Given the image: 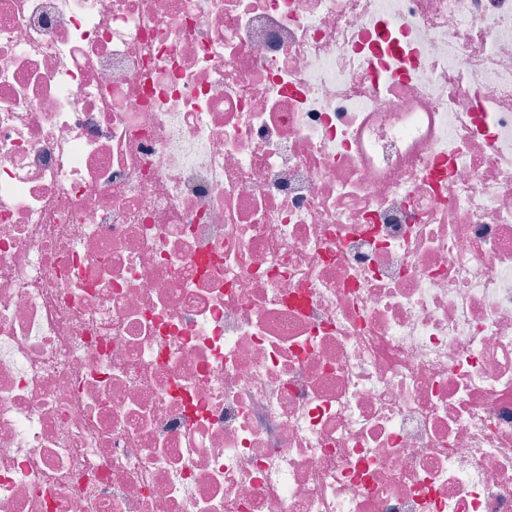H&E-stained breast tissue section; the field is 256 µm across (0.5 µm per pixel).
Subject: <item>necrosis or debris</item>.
Listing matches in <instances>:
<instances>
[{
	"label": "necrosis or debris",
	"instance_id": "necrosis-or-debris-1",
	"mask_svg": "<svg viewBox=\"0 0 512 512\" xmlns=\"http://www.w3.org/2000/svg\"><path fill=\"white\" fill-rule=\"evenodd\" d=\"M0 512H512V0H0Z\"/></svg>",
	"mask_w": 512,
	"mask_h": 512
}]
</instances>
